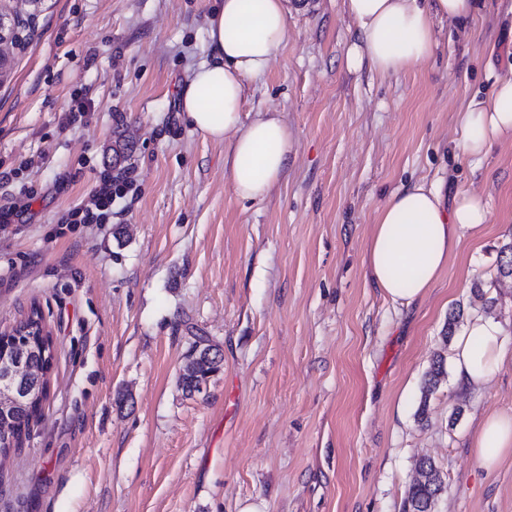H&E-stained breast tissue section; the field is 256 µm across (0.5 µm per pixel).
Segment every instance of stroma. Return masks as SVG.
<instances>
[{"label":"stroma","instance_id":"obj_1","mask_svg":"<svg viewBox=\"0 0 512 512\" xmlns=\"http://www.w3.org/2000/svg\"><path fill=\"white\" fill-rule=\"evenodd\" d=\"M215 0H39L0 81V200L37 192L0 237V330L38 307L55 348L48 394L0 456V512H402L420 459L445 489L433 512H512V454L494 471L478 417L512 410V363L481 389L444 376V330L477 312L512 344V140L481 162L457 114L512 74V0L397 76L347 71L343 0H289L273 66L246 82L244 117L277 112L288 172L239 199L223 144L185 122L180 92L210 58ZM89 104L67 124L72 99ZM134 167L106 224L58 219L101 171ZM482 195L442 278L409 306L370 279L379 208L411 182ZM481 285L494 305L482 310ZM223 355L202 392L179 375L197 337Z\"/></svg>","mask_w":512,"mask_h":512}]
</instances>
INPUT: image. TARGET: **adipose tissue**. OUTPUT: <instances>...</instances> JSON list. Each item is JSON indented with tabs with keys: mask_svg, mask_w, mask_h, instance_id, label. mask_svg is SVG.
<instances>
[{
	"mask_svg": "<svg viewBox=\"0 0 512 512\" xmlns=\"http://www.w3.org/2000/svg\"><path fill=\"white\" fill-rule=\"evenodd\" d=\"M357 40L346 67L369 65L380 77L429 60L437 47L435 25L463 22L476 0H343ZM288 0H218L207 26L215 58L198 65L180 96L184 120L204 139L226 146L224 170L239 198H266L285 175L292 151L287 124L275 112L244 120L248 78L269 70L287 34ZM457 146L478 161L494 143L512 139V77L495 78L490 92L472 96L458 114ZM482 196L456 192L445 200L440 185L418 181L390 194L377 212L368 244L374 285L392 303L410 305L445 273L462 232L488 223ZM512 346L495 320L475 315L454 340L449 363L456 387L480 389L505 363ZM473 446L492 469L512 452V411L479 420Z\"/></svg>",
	"mask_w": 512,
	"mask_h": 512,
	"instance_id": "adipose-tissue-1",
	"label": "adipose tissue"
}]
</instances>
